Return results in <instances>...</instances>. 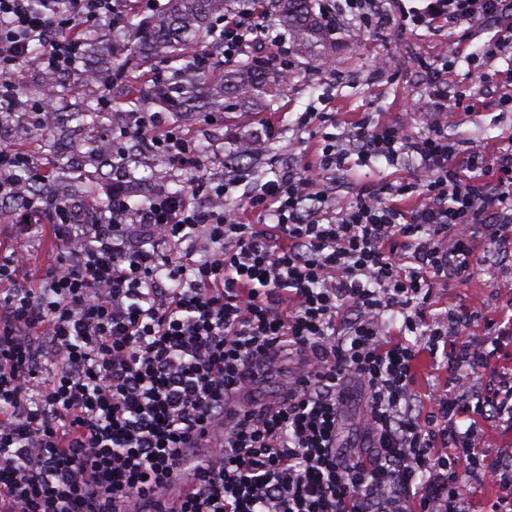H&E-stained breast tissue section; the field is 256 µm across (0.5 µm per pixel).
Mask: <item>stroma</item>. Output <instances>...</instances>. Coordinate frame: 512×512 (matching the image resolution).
Masks as SVG:
<instances>
[{
  "label": "stroma",
  "instance_id": "obj_1",
  "mask_svg": "<svg viewBox=\"0 0 512 512\" xmlns=\"http://www.w3.org/2000/svg\"><path fill=\"white\" fill-rule=\"evenodd\" d=\"M382 4L391 18L390 24L365 31L355 26L349 13L338 12L339 30L324 62L313 61L292 41L283 48L268 44L253 47L252 55L273 67L287 69L290 78L280 96L263 112L239 113L230 119L219 116L211 122L206 121L204 114H197L188 131L203 148L210 168L223 172L222 157L231 152L234 141L260 130L262 122L269 121L280 129L281 135L267 141L252 164L257 182L273 179L278 166L300 161L299 139L314 143L313 133L301 137L292 129L300 113L313 109L335 113L341 127L365 116L386 123L399 122L412 100L425 93V77L419 69L424 60L443 65L441 80L449 90L464 85L480 86L478 78L470 73L467 58L494 35V28L479 32L408 28L403 24L400 9L419 6L420 0H382ZM482 88L484 94L474 115L450 112L444 116L449 136L464 149L475 144L493 149L504 145L506 136L512 134V109L500 102L503 87L494 82ZM103 93V88L74 80L59 91L56 122L51 128H41L27 113L12 121L16 128L14 140L36 146L40 157L48 159L51 167L67 169L72 177L88 183L92 194L98 196L103 193V184L117 180L118 175L108 168L99 169L96 162L86 157L82 146L111 131L112 115L102 113L77 131L71 129L68 115L76 101L94 103ZM138 171L140 184L126 187L134 202L151 193L175 190L194 174L193 168L175 165L148 150L139 153ZM408 175V170L387 166L382 160L362 167L347 162L344 174L336 179V200L343 205L350 203L363 188L385 182L397 184ZM476 258V270L470 281L449 290H434L430 313L436 317L455 305L477 308L483 319L475 323L471 332L480 336L484 333V320L500 323L512 317V256H493L481 246L476 250Z\"/></svg>",
  "mask_w": 512,
  "mask_h": 512
}]
</instances>
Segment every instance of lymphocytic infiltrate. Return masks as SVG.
<instances>
[{"label": "lymphocytic infiltrate", "instance_id": "f902f5d3", "mask_svg": "<svg viewBox=\"0 0 512 512\" xmlns=\"http://www.w3.org/2000/svg\"><path fill=\"white\" fill-rule=\"evenodd\" d=\"M113 7L0 0V128L20 107L14 70L78 74L80 34ZM510 16L512 0H427L408 14L429 31L496 26L476 54L485 64L512 49ZM268 33L248 13L221 21L217 41L229 59ZM422 67L433 92L417 113L471 114L469 95H446L438 69ZM335 124L301 113L314 150L256 188L237 159L232 177L211 173L163 113L131 114L106 145L112 164L147 147L198 171L138 203L120 184L102 202L45 191L51 168L0 138V223L54 243L36 273L27 250H0V512H164L163 492L184 478L177 512H471L474 481L497 489L481 512H512V450L480 449L482 421L512 429V370L498 339L470 335L478 309L428 313L434 288L472 278L478 244L512 243V143L463 149L437 120L423 137L367 117ZM353 154L412 176L337 205L330 175ZM285 352L301 371L227 420L226 400ZM426 353L480 378L481 392L418 404ZM354 382L366 395L359 440L342 448ZM208 425L224 442L200 456L193 436Z\"/></svg>", "mask_w": 512, "mask_h": 512}]
</instances>
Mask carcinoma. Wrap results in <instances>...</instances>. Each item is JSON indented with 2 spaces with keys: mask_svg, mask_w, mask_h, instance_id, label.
Instances as JSON below:
<instances>
[{
  "mask_svg": "<svg viewBox=\"0 0 512 512\" xmlns=\"http://www.w3.org/2000/svg\"><path fill=\"white\" fill-rule=\"evenodd\" d=\"M275 11L280 27L309 55H324L329 35L313 13L311 0H267ZM230 0H167L163 7L141 23L124 28L126 35L112 32L108 42L87 36L83 56L93 67L80 76L87 83H108L109 75L136 67L180 59L184 64L172 67L155 85L143 88L127 84L123 100L133 112H147L154 104L192 120L199 112H258L276 94L279 76L252 59L239 61L233 68H219L210 51L202 49L211 33L212 22L228 11ZM102 108L82 102L71 112L77 126L86 123ZM52 189L70 195L88 191L64 176L55 175Z\"/></svg>",
  "mask_w": 512,
  "mask_h": 512,
  "instance_id": "1",
  "label": "carcinoma"
}]
</instances>
